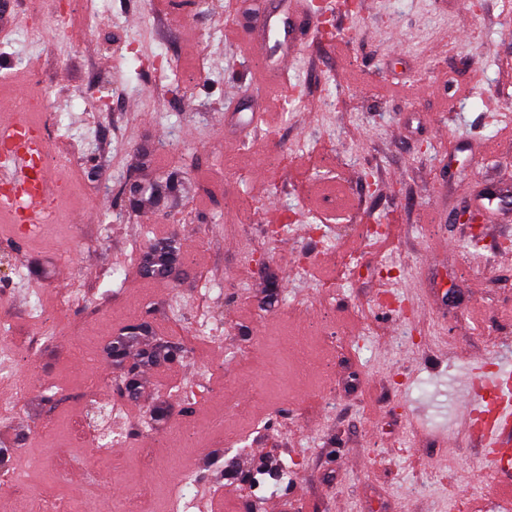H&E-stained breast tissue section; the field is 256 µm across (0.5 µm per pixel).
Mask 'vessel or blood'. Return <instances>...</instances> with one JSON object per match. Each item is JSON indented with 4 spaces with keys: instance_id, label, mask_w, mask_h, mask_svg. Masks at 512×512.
<instances>
[{
    "instance_id": "vessel-or-blood-1",
    "label": "vessel or blood",
    "mask_w": 512,
    "mask_h": 512,
    "mask_svg": "<svg viewBox=\"0 0 512 512\" xmlns=\"http://www.w3.org/2000/svg\"><path fill=\"white\" fill-rule=\"evenodd\" d=\"M314 21L300 0H270L249 23H235L234 30L246 48L273 45L276 55L271 65L280 73L287 68L299 33ZM43 137V129L20 114L0 117V220L31 234L49 220L43 200L50 183L49 170L38 158ZM501 378L498 371L490 376H469L464 403L470 415L491 414L478 431V446L482 459L499 476L490 497L508 510L512 507V390L496 406L488 404V394Z\"/></svg>"
}]
</instances>
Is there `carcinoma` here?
<instances>
[{
    "instance_id": "1",
    "label": "carcinoma",
    "mask_w": 512,
    "mask_h": 512,
    "mask_svg": "<svg viewBox=\"0 0 512 512\" xmlns=\"http://www.w3.org/2000/svg\"><path fill=\"white\" fill-rule=\"evenodd\" d=\"M187 193L182 177L171 172L163 181L150 180L126 184L121 195L130 207L144 202L165 207L175 205ZM139 273L152 279H176L179 274V247L173 239H162L150 244L138 263ZM186 348L159 335L155 325L136 322L123 327L106 346V354L112 366L121 373L124 393L131 400L139 397L142 389V368L166 367L181 361Z\"/></svg>"
}]
</instances>
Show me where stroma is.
Wrapping results in <instances>:
<instances>
[{"label":"stroma","instance_id":"stroma-1","mask_svg":"<svg viewBox=\"0 0 512 512\" xmlns=\"http://www.w3.org/2000/svg\"><path fill=\"white\" fill-rule=\"evenodd\" d=\"M245 2L198 0L175 19L151 0H100L95 32L68 36L47 23L75 0L0 9V111L18 82L50 92L75 155L38 237L0 222V256L43 272L0 279V318L54 336L16 377L56 391L46 403L0 384L15 409L0 441L23 438L0 512H29L44 492L73 512H120L121 496L58 465L92 454L77 434L85 355L139 319L185 340L211 286L226 331L197 347L205 400L179 396L186 366L147 372L108 483L153 484L168 512L220 416L240 476L213 468L200 491L223 512H483L494 475L462 400L477 361L512 370V0H330V31L296 46L288 91L271 83L256 102L269 49L246 59L225 35ZM248 103L258 118L243 138L231 124ZM173 170L191 186L175 213L130 210L119 194ZM488 183L505 218L456 222ZM162 237L180 244V280L137 272L130 240ZM78 279L83 298L58 307ZM155 405L165 451L147 469L136 429ZM272 457L288 479L248 494L244 475Z\"/></svg>","mask_w":512,"mask_h":512}]
</instances>
